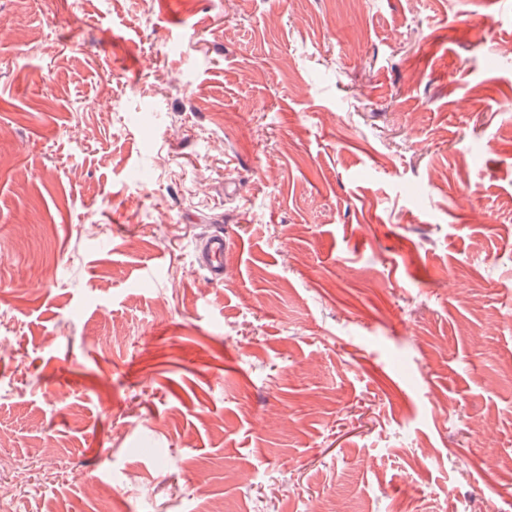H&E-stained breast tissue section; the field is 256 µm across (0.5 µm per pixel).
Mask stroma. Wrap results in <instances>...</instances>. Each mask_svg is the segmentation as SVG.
<instances>
[{
  "label": "stroma",
  "mask_w": 512,
  "mask_h": 512,
  "mask_svg": "<svg viewBox=\"0 0 512 512\" xmlns=\"http://www.w3.org/2000/svg\"><path fill=\"white\" fill-rule=\"evenodd\" d=\"M0 23V498L512 512V0ZM224 232L217 231L203 239L198 245L197 259L206 270L208 279L215 284L224 282Z\"/></svg>",
  "instance_id": "stroma-1"
}]
</instances>
